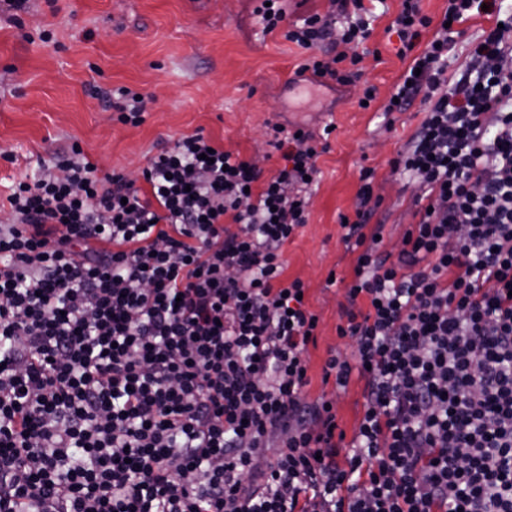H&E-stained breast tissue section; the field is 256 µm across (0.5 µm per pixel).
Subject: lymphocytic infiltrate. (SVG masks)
<instances>
[{
  "label": "lymphocytic infiltrate",
  "instance_id": "obj_1",
  "mask_svg": "<svg viewBox=\"0 0 512 512\" xmlns=\"http://www.w3.org/2000/svg\"><path fill=\"white\" fill-rule=\"evenodd\" d=\"M375 0L264 33L306 57L296 77L361 86ZM401 0L388 27L412 63L385 112L423 119L392 161L416 186L398 252L360 171L341 237L355 253L323 382L364 383L346 434L307 401L319 319L284 245L305 226L316 135L270 126L263 174L202 131L140 179L99 174L79 144L14 183L0 225V512H512V15ZM501 26L448 53L473 16ZM429 42H422L426 30Z\"/></svg>",
  "mask_w": 512,
  "mask_h": 512
}]
</instances>
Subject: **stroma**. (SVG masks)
I'll use <instances>...</instances> for the list:
<instances>
[{"label": "stroma", "instance_id": "obj_1", "mask_svg": "<svg viewBox=\"0 0 512 512\" xmlns=\"http://www.w3.org/2000/svg\"><path fill=\"white\" fill-rule=\"evenodd\" d=\"M385 5L362 62L378 89L366 110L354 87L289 88L306 54L281 32L263 34L254 0H27L22 10L1 9L0 194L38 160L75 142L99 172L136 176L158 147L200 129L268 174L282 163L267 144L269 124L317 133L334 124L330 149L317 159L308 222L284 246L285 276L306 284L307 305L319 318L306 394L334 398L339 424L353 431L362 382L351 380L336 393L321 381L329 351L349 349L336 327L355 256L341 240L340 218L354 213L361 168L374 169L381 200L375 218L384 224L387 248L397 250L414 221V188L393 173L392 161L422 119L418 104L383 112L407 67L396 35L386 31L400 0ZM122 86L150 98L140 126L117 122L97 95Z\"/></svg>", "mask_w": 512, "mask_h": 512}]
</instances>
